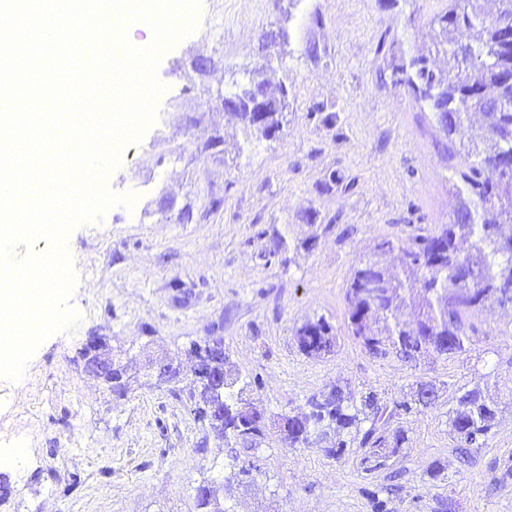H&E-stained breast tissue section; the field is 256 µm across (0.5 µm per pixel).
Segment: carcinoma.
Returning a JSON list of instances; mask_svg holds the SVG:
<instances>
[{
  "label": "carcinoma",
  "instance_id": "cac0c4a2",
  "mask_svg": "<svg viewBox=\"0 0 512 512\" xmlns=\"http://www.w3.org/2000/svg\"><path fill=\"white\" fill-rule=\"evenodd\" d=\"M512 12V0H497L493 12L485 11L482 0H450L448 11L435 19L432 36L435 53L446 58V67H431L425 55L410 57L401 72L416 99L432 114L459 160L452 183L457 200L453 219L435 230H420L406 241L389 240L373 247L358 261L349 282L348 328L375 357L393 355L402 360L424 353L451 357L465 351L475 332L467 316L494 306L498 292L512 293V168L491 171L485 162L512 157V48L499 40L497 21ZM255 91L239 92L240 110L235 115L251 133L266 137V130L280 128L279 116L285 98L261 97L266 127L253 125L247 110ZM482 112L490 123L478 141L465 137L470 115ZM399 251L401 268L392 272L378 256ZM412 312L414 327L401 320L400 310ZM300 350L308 356L331 352V325L320 318L296 330ZM198 369L212 366L224 370V421L212 426L224 443L247 444L231 452H259L268 431L243 428L240 419L250 411L242 403L241 391L249 386L225 357H216L210 346L196 349ZM430 408L419 390L404 400H385L374 391L354 392L336 385L329 392L313 395L294 414L288 443L300 442L301 434L319 428L334 434L327 455L339 457L350 448L360 471L369 476L386 470L400 456L406 443L399 420ZM498 407L481 383L462 388L456 407L448 411L450 434L459 448H483L494 427ZM242 461V460H240ZM250 469L245 459L238 471L225 478L231 482Z\"/></svg>",
  "mask_w": 512,
  "mask_h": 512
}]
</instances>
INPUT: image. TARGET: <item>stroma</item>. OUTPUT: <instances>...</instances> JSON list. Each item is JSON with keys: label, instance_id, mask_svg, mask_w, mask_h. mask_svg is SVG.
Here are the masks:
<instances>
[{"label": "stroma", "instance_id": "1", "mask_svg": "<svg viewBox=\"0 0 512 512\" xmlns=\"http://www.w3.org/2000/svg\"><path fill=\"white\" fill-rule=\"evenodd\" d=\"M448 5L202 0L201 20L223 21V37L201 27L162 56L157 120L106 180L137 202L67 236L78 322L38 347L24 385L0 379V480L11 490L0 512H199L204 482L226 512H374L368 493L387 474L275 434L251 482L223 486L232 461L194 417L191 376L158 389L148 375L168 358L192 368L193 345L215 338L269 415L296 413L337 383L399 400L436 380L435 404L402 419L387 512H512V311L475 312L463 353L414 363L373 357L347 328L346 288L374 242L453 217L448 141L394 75L417 54L443 65L429 53L430 22ZM200 55L212 60L204 74ZM258 67L286 98L271 139L250 137L216 99ZM321 318L334 349L305 355L295 333ZM93 337L133 376L124 396L85 369ZM477 381L500 414L486 447L464 459L448 411Z\"/></svg>", "mask_w": 512, "mask_h": 512}]
</instances>
